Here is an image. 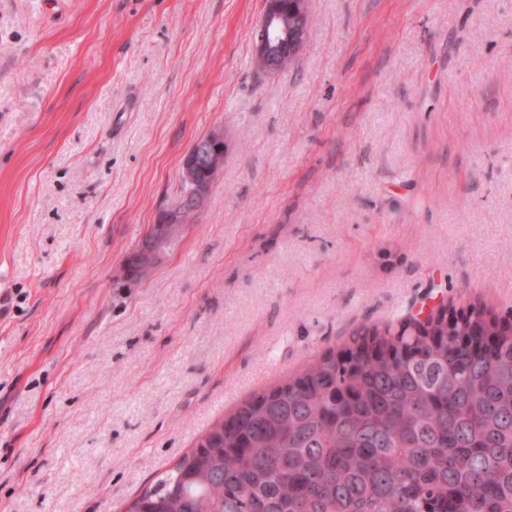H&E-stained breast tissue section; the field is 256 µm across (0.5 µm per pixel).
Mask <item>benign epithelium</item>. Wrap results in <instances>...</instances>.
<instances>
[{
  "label": "benign epithelium",
  "instance_id": "7a95c632",
  "mask_svg": "<svg viewBox=\"0 0 512 512\" xmlns=\"http://www.w3.org/2000/svg\"><path fill=\"white\" fill-rule=\"evenodd\" d=\"M295 3L301 14H308L306 0H266L262 20L252 33L255 61L266 73L280 71L281 49L294 46L301 48L306 39L308 25L289 31L279 24L284 4ZM227 145L224 130L215 128L204 136V143L191 147L182 160V177L189 184V190L182 195L183 205L199 209L219 181L218 171L224 167ZM182 205L160 213L156 224L151 226L150 237L144 252L132 253L126 260L125 275L131 282L141 281L143 262L156 266L181 241L186 230L179 213Z\"/></svg>",
  "mask_w": 512,
  "mask_h": 512
}]
</instances>
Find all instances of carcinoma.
I'll use <instances>...</instances> for the list:
<instances>
[{
    "label": "carcinoma",
    "mask_w": 512,
    "mask_h": 512,
    "mask_svg": "<svg viewBox=\"0 0 512 512\" xmlns=\"http://www.w3.org/2000/svg\"><path fill=\"white\" fill-rule=\"evenodd\" d=\"M361 336L246 401L126 512H512V324ZM403 347L418 352L404 361Z\"/></svg>",
    "instance_id": "1"
}]
</instances>
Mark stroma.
<instances>
[{"label":"stroma","mask_w":512,"mask_h":512,"mask_svg":"<svg viewBox=\"0 0 512 512\" xmlns=\"http://www.w3.org/2000/svg\"><path fill=\"white\" fill-rule=\"evenodd\" d=\"M0 0V512H124L211 427L418 313L512 321V0ZM227 157L179 246L126 258ZM285 3H295L300 8V13L305 14L306 24L294 31L282 27L279 24L280 12ZM308 1L304 0H268L262 20L252 33L255 61L260 70L269 73H277L290 68L296 56L283 59V69L280 70L279 56L281 49L292 45L300 49L305 42L307 28L309 27ZM227 145L224 131L215 128L204 136V143L191 147L182 160V177L189 190L182 195L185 205L200 209L219 181L218 171L224 167Z\"/></svg>","instance_id":"stroma-1"}]
</instances>
